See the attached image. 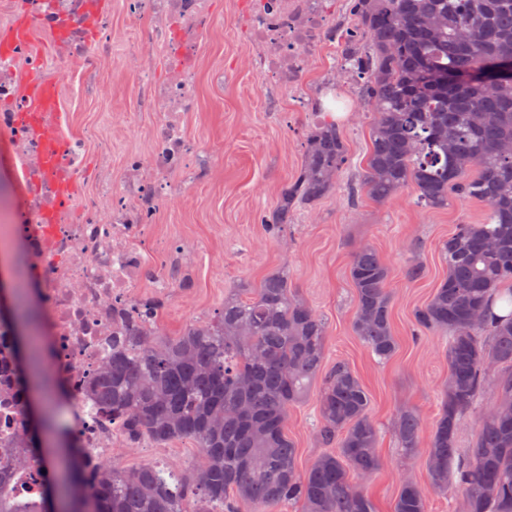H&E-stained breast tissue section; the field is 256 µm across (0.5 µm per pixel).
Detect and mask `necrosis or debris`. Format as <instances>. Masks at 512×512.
Masks as SVG:
<instances>
[{"label":"necrosis or debris","instance_id":"obj_1","mask_svg":"<svg viewBox=\"0 0 512 512\" xmlns=\"http://www.w3.org/2000/svg\"><path fill=\"white\" fill-rule=\"evenodd\" d=\"M244 38L266 87L289 90L299 111L314 109L304 91L316 50L355 47L359 33L338 25L334 0H237ZM144 30L126 60L137 107L157 117L152 147L130 152L120 170L104 149L86 190L87 144L64 132L63 100L71 79L100 82L110 62L112 20L103 0H0L8 16L0 34V142L8 150L21 202L0 212V225L18 232L27 265L21 272L45 307L43 337L60 385L59 401L90 466L121 464L126 450L111 417L87 397L84 384L112 356V335L124 314L154 298H169L190 275L192 253L172 241L148 255L144 233L160 208H181L173 179L205 180L219 157L185 133L195 112L196 60L213 21V0H124ZM58 47L47 58L33 34ZM12 330L0 324V475L25 497L35 496L42 467L30 460L21 435L26 413L13 370Z\"/></svg>","mask_w":512,"mask_h":512}]
</instances>
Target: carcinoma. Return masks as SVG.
<instances>
[{"label":"carcinoma","instance_id":"cac0c4a2","mask_svg":"<svg viewBox=\"0 0 512 512\" xmlns=\"http://www.w3.org/2000/svg\"><path fill=\"white\" fill-rule=\"evenodd\" d=\"M364 45L342 59L364 79L363 100L377 118L364 170L367 195L382 202L410 187L416 203L443 209L479 203L483 217L457 224L442 243L448 269L431 299L413 312L417 332L448 335V379L429 429L427 482L400 481L395 512H428L429 491L466 512H512V314L491 308L512 288V79L486 73L512 61V0H350ZM299 174L285 183L261 219L278 238L295 212L334 188L347 162L343 131L315 113ZM355 290L353 331L385 362L398 341L391 324L390 268L369 245L349 266ZM16 281L13 321L27 318ZM156 302L138 320L143 334L112 337V359L86 393L122 424L124 446L190 439L200 461L188 480L154 463L111 465L92 487L81 459H71L65 486L47 481L37 501H21L0 481V512H375L352 479L382 466L370 397L342 362L323 372L326 319L292 288L288 269L257 288L243 285L224 308L194 320L170 338L147 325ZM316 439L339 443L301 469L288 437V410L317 381ZM491 398H486L487 392ZM478 412V429L460 458L461 420ZM399 448H419L422 422L405 408L395 423Z\"/></svg>","mask_w":512,"mask_h":512}]
</instances>
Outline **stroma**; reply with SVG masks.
I'll return each mask as SVG.
<instances>
[{"instance_id": "35a3bbf8", "label": "stroma", "mask_w": 512, "mask_h": 512, "mask_svg": "<svg viewBox=\"0 0 512 512\" xmlns=\"http://www.w3.org/2000/svg\"><path fill=\"white\" fill-rule=\"evenodd\" d=\"M112 13V78L78 98L66 112L65 130L76 135L94 126L101 143L111 145L112 164L125 153L147 151L155 116L137 109L136 92L128 84L122 63L136 42V27L120 0H106ZM223 72V83L213 75ZM198 108L186 125L187 135L221 153L223 162L206 182L188 186L191 202L183 210H160L150 225L149 239H177L195 251L193 288L175 292L161 318V329L178 335L193 320L218 312L225 295L241 284H259L269 273L288 267L300 297L328 321L326 365L344 361L358 376L371 399L370 416L379 431L382 468L361 487L377 512H394L401 477L425 482L427 443L412 456L401 455L395 422L402 408L420 415L431 426L439 413L437 394L448 377L445 341L435 334L415 335L414 308L426 303L447 269L439 248L455 225L475 223L483 207L477 203L425 209L414 202L412 189L376 202L366 193L347 197V185L365 167L374 112L361 109L356 86L324 89L319 99L337 113L349 164L335 189L313 206L298 211L282 238L265 237L259 218L271 211L283 184L300 171L303 145L311 115L296 111L288 94L270 107L262 76L256 69L235 11V0H216L214 25L202 47L197 70ZM130 116L136 133L118 136L113 115ZM371 245L391 268V322L398 350L379 362L352 329L356 308L349 279L352 255L359 244ZM417 252L425 276H404L410 252ZM315 398L293 407L288 434L298 450L299 466H307L326 448L313 435ZM198 459L194 441L183 439L130 449L125 468L149 462L190 467Z\"/></svg>"}]
</instances>
